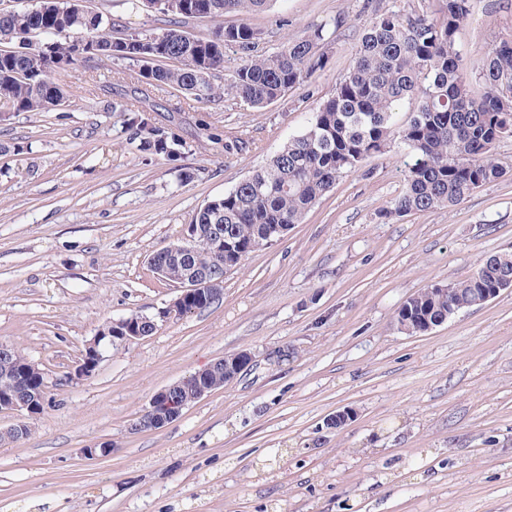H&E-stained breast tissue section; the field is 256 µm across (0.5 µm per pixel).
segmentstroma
Segmentation results:
<instances>
[{
  "label": "stroma",
  "mask_w": 512,
  "mask_h": 512,
  "mask_svg": "<svg viewBox=\"0 0 512 512\" xmlns=\"http://www.w3.org/2000/svg\"><path fill=\"white\" fill-rule=\"evenodd\" d=\"M416 4L275 0L225 17L271 52L338 13L348 21L309 91L268 108L151 91L153 119L187 144V182L138 151L110 109L131 82L103 63L68 77L58 111L0 119V344L48 385L31 437L0 441V512H512V290L420 335L395 319L409 296L512 251V137L495 149L504 177L452 208L388 220L404 188L392 146L228 273L209 308L105 346L91 378H66L109 322L176 297L150 258L304 130L375 14ZM510 37L512 0H475L457 34L473 89ZM203 120L221 143L203 139ZM236 137L247 150L225 157ZM241 350L252 364L232 382L161 429L133 430L156 392ZM347 407L353 421L328 426ZM102 442L112 454L86 455Z\"/></svg>",
  "instance_id": "1"
}]
</instances>
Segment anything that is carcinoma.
Returning <instances> with one entry per match:
<instances>
[{"label": "carcinoma", "instance_id": "cac0c4a2", "mask_svg": "<svg viewBox=\"0 0 512 512\" xmlns=\"http://www.w3.org/2000/svg\"><path fill=\"white\" fill-rule=\"evenodd\" d=\"M275 0H127L132 11L169 18L162 33L116 28L112 15L95 10L87 0H20L0 9V98L13 112H55L67 101L62 78L90 60L138 68L131 98L112 104L139 141L138 150L173 165L183 180L184 142L170 126L148 117L149 89L171 87L198 103L225 97L251 109H264L288 92L309 87L327 65L334 42L330 27L347 17L340 13L286 40L277 51H258L260 31L248 25H224L229 14L263 11ZM434 12L386 10L361 37L355 57L335 91L315 107L300 134L265 166L236 183L224 195L206 202L191 224L199 238L189 264L163 250L155 261L167 267L166 280L188 276L187 266L224 273L236 269L257 249L283 237L328 193L336 181L360 170L393 145L410 155L405 189L384 216L403 217L450 208L477 189L506 174L494 153L497 142L512 133V39L492 45L479 65L482 91L471 88L456 36L471 13L470 0H438ZM209 19L211 30L194 35L187 21ZM238 55L224 83V50ZM405 99L413 109L396 120ZM512 282V254L490 256L468 279L449 284L450 292L424 289L407 298L396 314L406 333H423L448 318V306L472 307L476 288H503ZM217 295L205 289L186 301L187 313L208 308ZM23 392L41 413L46 402V376L20 350L10 364H0V393ZM224 386V368L190 374L180 394L193 403L198 386Z\"/></svg>", "mask_w": 512, "mask_h": 512}]
</instances>
